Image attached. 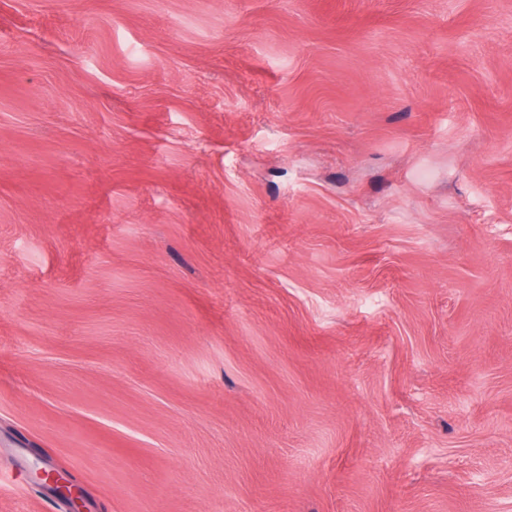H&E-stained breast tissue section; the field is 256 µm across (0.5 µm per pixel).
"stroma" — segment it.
I'll use <instances>...</instances> for the list:
<instances>
[{"mask_svg":"<svg viewBox=\"0 0 512 512\" xmlns=\"http://www.w3.org/2000/svg\"><path fill=\"white\" fill-rule=\"evenodd\" d=\"M512 512V0H0V512ZM46 481H51L60 496H62L68 504L69 512H83V497L80 491L71 486L62 483L60 475L56 472H44L41 474Z\"/></svg>","mask_w":512,"mask_h":512,"instance_id":"stroma-1","label":"stroma"}]
</instances>
